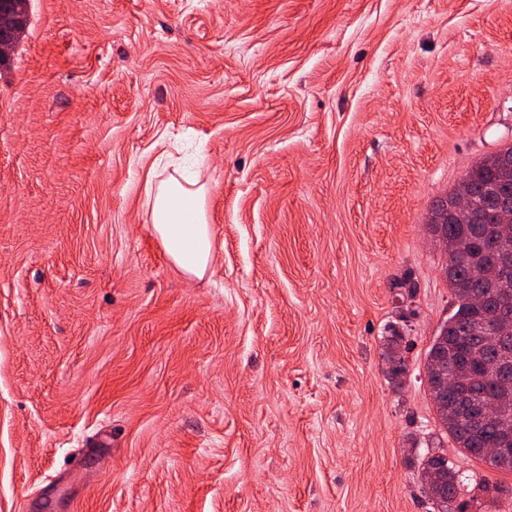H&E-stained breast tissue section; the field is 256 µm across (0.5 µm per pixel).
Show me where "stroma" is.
I'll return each mask as SVG.
<instances>
[{
    "label": "stroma",
    "mask_w": 512,
    "mask_h": 512,
    "mask_svg": "<svg viewBox=\"0 0 512 512\" xmlns=\"http://www.w3.org/2000/svg\"><path fill=\"white\" fill-rule=\"evenodd\" d=\"M510 141L512 0H30L0 68V512H429L437 447L490 485L468 512H512L425 381L430 206ZM174 148L206 157L201 279L142 191Z\"/></svg>",
    "instance_id": "obj_1"
}]
</instances>
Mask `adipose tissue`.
Wrapping results in <instances>:
<instances>
[{"instance_id":"ef3b65f1","label":"adipose tissue","mask_w":512,"mask_h":512,"mask_svg":"<svg viewBox=\"0 0 512 512\" xmlns=\"http://www.w3.org/2000/svg\"><path fill=\"white\" fill-rule=\"evenodd\" d=\"M152 229L168 257L188 274L203 277L214 258L205 210V187L191 189L177 178L147 179L144 187Z\"/></svg>"}]
</instances>
